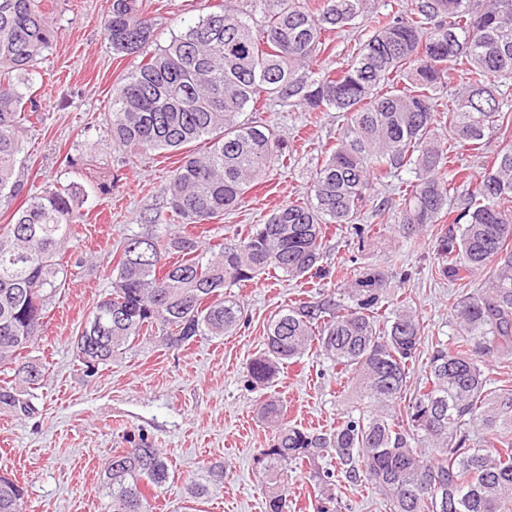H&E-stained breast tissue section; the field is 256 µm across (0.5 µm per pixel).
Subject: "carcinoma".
<instances>
[{
  "mask_svg": "<svg viewBox=\"0 0 512 512\" xmlns=\"http://www.w3.org/2000/svg\"><path fill=\"white\" fill-rule=\"evenodd\" d=\"M249 9L212 11L145 55L112 94L107 135L139 152L183 151L167 187L179 224L205 225L238 207L288 145L267 123L244 117L264 99L345 119L335 147L316 169L310 197L276 210L240 239L202 248L194 237L166 236L143 224L124 237L112 290L98 300L76 337L89 376L157 327L170 346L221 338L242 319L224 289L262 275L291 280L327 276L320 265L327 225L357 238L373 181L406 171L399 201L372 206L371 218L398 214L411 242L450 216L436 239L439 275L488 274L485 285L453 303L456 334L431 344L422 386L407 395L423 323L402 304L384 315L385 274L370 269L344 288L322 289L270 317L264 350L247 372L270 383L280 366L315 347L355 380L358 415L330 433L292 424L280 401L260 407L274 428L257 459L268 481L267 512H285L281 472L320 453L336 460L351 485H368L388 512H512V385H492L487 363L512 362V114L493 77L512 76V0H410L380 13L351 60L314 67L327 32L354 29L372 0H245ZM51 0H0V206L24 204L0 225V406L30 413L22 385L42 377L22 356L42 336L52 297L71 273L62 254L82 216L86 188L49 184L31 193L24 180V121L38 112L29 75L56 30ZM261 13V24L253 15ZM156 23L143 0H112L104 30L112 49L135 54L153 42ZM467 76L450 99L439 94L451 67ZM448 113L454 145H440L438 116ZM505 144L491 168L466 178V202L450 207L463 170L456 149L479 151L485 138ZM202 143L198 150L193 144ZM173 252L182 259L169 261ZM112 512H153L146 488L170 479L158 448L131 442L105 470ZM23 488L0 474V512H23Z\"/></svg>",
  "mask_w": 512,
  "mask_h": 512,
  "instance_id": "obj_1",
  "label": "carcinoma"
}]
</instances>
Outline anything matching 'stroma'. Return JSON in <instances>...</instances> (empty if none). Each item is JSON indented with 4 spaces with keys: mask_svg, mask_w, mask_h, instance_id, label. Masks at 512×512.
<instances>
[{
    "mask_svg": "<svg viewBox=\"0 0 512 512\" xmlns=\"http://www.w3.org/2000/svg\"><path fill=\"white\" fill-rule=\"evenodd\" d=\"M227 0H148L156 42L166 44L199 15ZM57 38L31 76L38 118L22 131L30 191L44 184L111 181L112 192H90L69 251L83 258L47 308L44 333L30 348L43 363L41 384L29 389L33 413L0 408V471L24 486L25 512H110L104 481L114 449L146 441L162 449L170 480L150 488L154 512H265L266 487L256 459L269 448L273 432L259 415L268 397L280 399L293 423L322 432L335 430L353 410L356 393L332 361L309 350L281 369L271 386L251 383L250 359L263 349L269 317L298 294L317 295L338 278L354 280L371 268L383 271L392 296L404 295L424 326L426 341L453 335L451 308L473 292L482 274L458 280L439 276L433 224L405 243L397 222L374 225L365 240L330 231L322 243L326 278L304 281L261 278L232 288L244 308L238 328L221 339H197L170 347L155 329L115 354L95 376L77 359L76 337L95 303L111 289L115 250L147 219L169 224L167 193L179 156L168 151L138 153L113 145L106 134L112 92L138 59L113 50L104 32L111 0H54ZM288 144V160L271 167L236 210L211 224H171L173 231L215 243L244 236L265 223L279 206L300 202L328 147L343 131L337 112L309 113L274 106L262 112ZM82 158L69 168L65 156ZM224 469L212 481L209 468ZM338 512H386L374 490L332 478ZM204 495H189L192 486ZM286 512H316L308 471L288 469L281 477Z\"/></svg>",
    "mask_w": 512,
    "mask_h": 512,
    "instance_id": "obj_1",
    "label": "stroma"
}]
</instances>
